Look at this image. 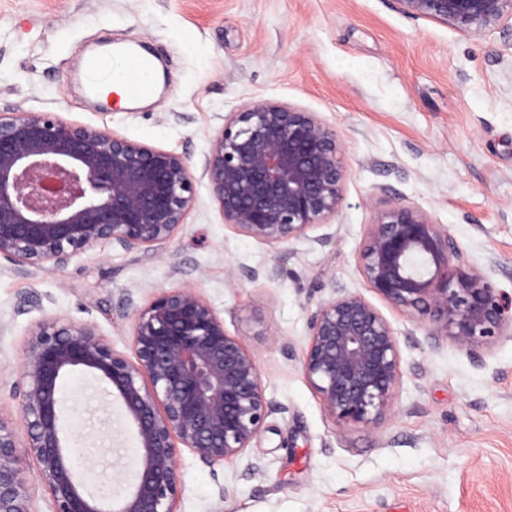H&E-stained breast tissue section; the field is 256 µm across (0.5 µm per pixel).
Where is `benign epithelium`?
I'll list each match as a JSON object with an SVG mask.
<instances>
[{
  "label": "benign epithelium",
  "mask_w": 512,
  "mask_h": 512,
  "mask_svg": "<svg viewBox=\"0 0 512 512\" xmlns=\"http://www.w3.org/2000/svg\"><path fill=\"white\" fill-rule=\"evenodd\" d=\"M400 11L480 37L512 15V0H396ZM206 181L224 224L274 249L336 216L346 178L335 129L315 112L250 101L210 138L200 176L172 150L74 125L56 112L0 113V259L66 268L91 248L162 251ZM357 262L368 287L417 318L439 346L473 358L512 335V302L462 262L448 231L422 210L391 203L367 225ZM133 316L132 356L91 325L38 323L29 331L15 393L24 443L0 421V512H36L20 478L36 463L53 512H180L179 449L212 472L245 455L265 428L267 399L254 356L190 286L171 288ZM301 371L327 414L370 426L393 406L400 340L362 295L331 288L308 317ZM75 375L102 383L136 444L129 487L88 492L86 449L64 427L62 388Z\"/></svg>",
  "instance_id": "7a95c632"
}]
</instances>
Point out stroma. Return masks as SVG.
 <instances>
[{
    "label": "stroma",
    "instance_id": "stroma-1",
    "mask_svg": "<svg viewBox=\"0 0 512 512\" xmlns=\"http://www.w3.org/2000/svg\"><path fill=\"white\" fill-rule=\"evenodd\" d=\"M115 42L161 49L163 81L155 98L105 115L79 61ZM257 100L335 129L347 171L336 217L276 250L224 224L201 180L163 254L102 244L61 271L1 260L0 419L25 436L14 385L37 323L92 325L126 353L124 298L143 307L188 285L253 354L275 409L225 464L226 498L181 450V512H512V337L478 360L451 342L403 344L393 408L368 427L331 418L299 366L308 316L333 286L365 297L398 334L417 331L357 264L367 224L392 202L441 224L512 299V20L475 38L395 0H0L1 112L104 124L197 165L229 112ZM63 396L79 445L121 453L98 487L130 480L134 443L118 403L93 381Z\"/></svg>",
    "mask_w": 512,
    "mask_h": 512
}]
</instances>
